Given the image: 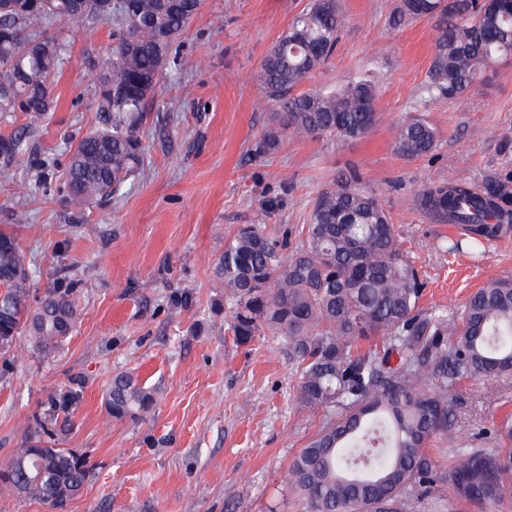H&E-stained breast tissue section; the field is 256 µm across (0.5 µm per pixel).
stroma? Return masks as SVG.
Segmentation results:
<instances>
[{
	"instance_id": "1",
	"label": "stroma",
	"mask_w": 512,
	"mask_h": 512,
	"mask_svg": "<svg viewBox=\"0 0 512 512\" xmlns=\"http://www.w3.org/2000/svg\"><path fill=\"white\" fill-rule=\"evenodd\" d=\"M309 0H205L180 35L182 66L164 82L140 134L142 170L124 193L69 203L60 177L67 152L98 128L95 66L112 50V29L53 23L69 44L56 106L0 182V230L27 253L37 288L78 277L80 316L49 355L18 337L0 356V465L34 421L62 448L86 456L91 480L66 512H305L287 488L288 465L320 428L323 411L300 408L297 363L283 342L235 344L232 308L215 288L211 264L232 228L271 206V235L305 224L317 192L357 165L395 224L424 283L428 314H458L486 281L512 277V227L474 253H448L440 240L461 225L433 220L417 203L433 184L477 187L512 174V57L470 92L432 100L426 90L437 31L421 19L391 28L396 0H340L346 25L336 52L310 84L333 87L351 75L378 77L379 120L364 138L331 144L309 137L258 152L273 104L260 102L255 75L270 46ZM177 104L167 112L166 102ZM409 115L438 131L433 155L407 160L394 132ZM24 208L27 221L11 213ZM97 228L88 236L84 226ZM129 371L160 393L143 419L113 420L104 390ZM71 399L68 421L53 402ZM512 419V377L458 385L460 437L493 432Z\"/></svg>"
}]
</instances>
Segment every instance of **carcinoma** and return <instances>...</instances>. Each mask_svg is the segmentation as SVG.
Returning <instances> with one entry per match:
<instances>
[{
    "instance_id": "cac0c4a2",
    "label": "carcinoma",
    "mask_w": 512,
    "mask_h": 512,
    "mask_svg": "<svg viewBox=\"0 0 512 512\" xmlns=\"http://www.w3.org/2000/svg\"><path fill=\"white\" fill-rule=\"evenodd\" d=\"M203 0H0V119L24 117L0 133V158L29 151V138L54 107L53 86L68 45L43 28L76 21L93 30L112 24V53L97 65L93 105L102 127L69 150L62 173L70 201L81 206L120 195L144 163L140 127L168 68L175 44ZM437 19L427 90L436 100L469 91L480 72L512 57V0H398L392 24ZM344 16L337 0H310L263 58L256 80L263 99L278 106L258 143L264 154L290 139L322 136L353 141L378 120L377 79L349 78L331 90L304 88L336 49ZM438 132L411 116L395 129L405 159L432 153ZM435 218L465 224L481 240L496 236L512 216V179L489 177L480 189L444 183L419 193ZM271 211L224 239L213 274L232 303L230 329L239 345L265 336L288 344L297 361L296 398L322 410L317 433L291 459L287 485L306 512H412L436 505V483L477 508L512 493V427L495 431L499 447L458 446L448 468L429 456L434 438L456 439L457 382H497L512 375V280L477 289L459 315L426 317L423 282L377 195L354 167L313 200L300 240L270 236ZM79 315L73 287L36 295L27 254L13 233L0 231V355L19 336L47 355L71 334ZM397 363H392V359ZM159 388L118 372L106 390L114 420L152 411ZM93 471L90 461L52 445L36 424L0 466V490L65 512Z\"/></svg>"
}]
</instances>
